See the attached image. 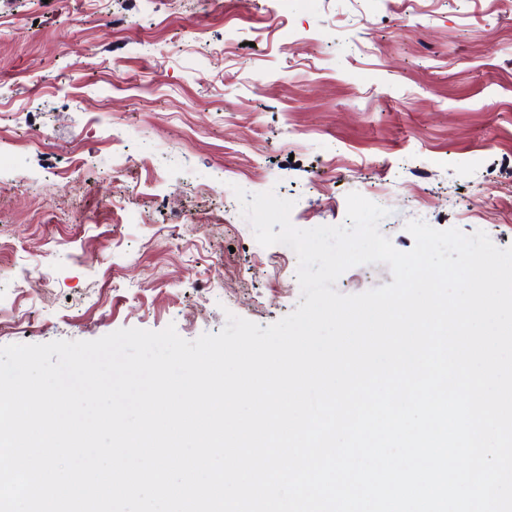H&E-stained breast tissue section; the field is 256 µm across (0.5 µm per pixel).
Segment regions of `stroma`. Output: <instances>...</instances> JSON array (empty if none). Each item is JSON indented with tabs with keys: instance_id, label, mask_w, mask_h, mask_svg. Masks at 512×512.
Listing matches in <instances>:
<instances>
[{
	"instance_id": "35a3bbf8",
	"label": "stroma",
	"mask_w": 512,
	"mask_h": 512,
	"mask_svg": "<svg viewBox=\"0 0 512 512\" xmlns=\"http://www.w3.org/2000/svg\"><path fill=\"white\" fill-rule=\"evenodd\" d=\"M234 184L302 229L355 191L398 250L412 219L512 246V0H0V346L290 314Z\"/></svg>"
}]
</instances>
